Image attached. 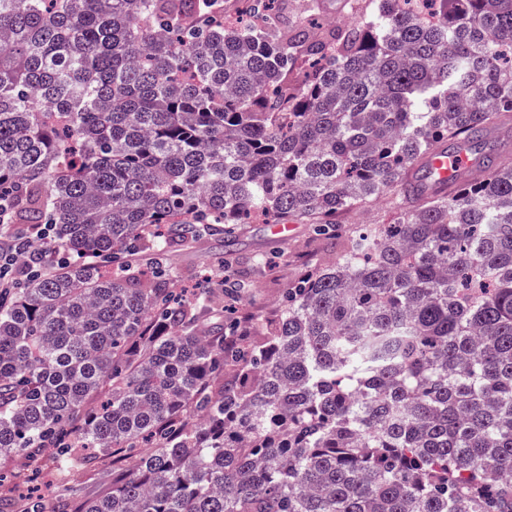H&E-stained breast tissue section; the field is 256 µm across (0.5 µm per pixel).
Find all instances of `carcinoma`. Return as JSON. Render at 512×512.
Listing matches in <instances>:
<instances>
[{
  "label": "carcinoma",
  "mask_w": 512,
  "mask_h": 512,
  "mask_svg": "<svg viewBox=\"0 0 512 512\" xmlns=\"http://www.w3.org/2000/svg\"><path fill=\"white\" fill-rule=\"evenodd\" d=\"M303 2L0 0V212L52 227L0 293V462L112 455L24 512H512V161L416 169L512 113V0ZM258 219L341 247L206 329L165 249ZM326 10L322 15V23L327 19L338 24L350 20H360L372 13L376 7L374 0H325ZM448 141V150L439 149L432 153L424 164L425 183L435 186L453 180L471 166L473 159L464 145ZM399 203L400 195H397L396 191H391L375 204L344 213L340 217V224L350 231L360 227L361 224H387ZM45 482H34L28 489L37 491L46 497H65L73 499H91L104 496L112 490V458L101 459L93 468L77 465L63 474L46 469Z\"/></svg>",
  "instance_id": "cac0c4a2"
}]
</instances>
